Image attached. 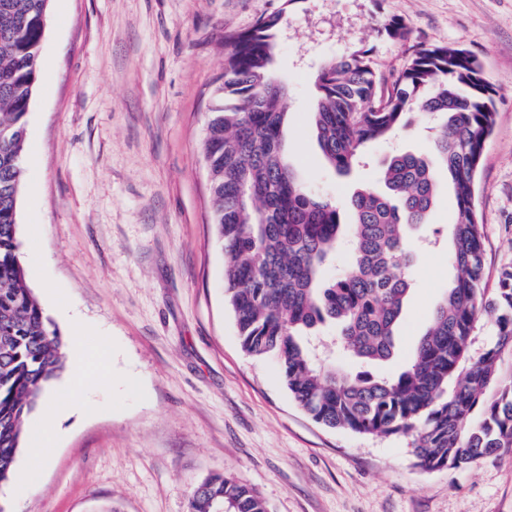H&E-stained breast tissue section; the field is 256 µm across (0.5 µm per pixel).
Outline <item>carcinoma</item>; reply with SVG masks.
Segmentation results:
<instances>
[{
  "instance_id": "carcinoma-1",
  "label": "carcinoma",
  "mask_w": 512,
  "mask_h": 512,
  "mask_svg": "<svg viewBox=\"0 0 512 512\" xmlns=\"http://www.w3.org/2000/svg\"><path fill=\"white\" fill-rule=\"evenodd\" d=\"M49 0H0V484L24 447L25 419L64 370L62 341L29 288L18 259L17 196L25 121L38 79ZM284 10L225 36L224 82L203 139L210 160L213 224L224 247V295L243 350L275 360L291 398L329 428L412 438L416 464L467 468L512 448V268L485 296L482 224L475 174L496 122L493 87L477 59L448 46L422 48L402 71L377 72L370 51L327 60L317 75L313 134L340 175L369 142L386 141L419 116L431 123L432 157L392 155L379 183L364 185L348 209L300 180L288 161V87L270 72ZM455 197L448 225L453 279L405 365L385 375L411 291L409 230L425 224L437 179ZM350 268L325 279L342 244ZM497 341L478 354L470 343L481 312ZM337 327L334 344L363 369L324 368L312 343ZM456 379L453 389L448 380ZM190 512H267L256 491L230 475L191 493Z\"/></svg>"
}]
</instances>
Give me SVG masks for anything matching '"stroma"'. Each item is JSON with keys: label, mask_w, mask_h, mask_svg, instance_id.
Returning a JSON list of instances; mask_svg holds the SVG:
<instances>
[{"label": "stroma", "mask_w": 512, "mask_h": 512, "mask_svg": "<svg viewBox=\"0 0 512 512\" xmlns=\"http://www.w3.org/2000/svg\"><path fill=\"white\" fill-rule=\"evenodd\" d=\"M286 15L272 74L289 96L288 160L315 189L346 202L393 151L430 155L426 129L369 144L336 175L313 135L317 73L370 51L384 74L415 46L473 55L494 88L496 123L476 182L486 291L512 266V0H50L25 116L18 255L64 347L74 324L105 347L112 382L48 425L37 482L29 465L0 484V512H189L194 486L231 475L268 512H512V450L465 469L427 471L410 437L326 427L290 397L273 359L246 354L224 304V249L212 222L203 138L223 82L225 34ZM405 25V41L384 31ZM420 251L397 371L428 326L453 272L445 171Z\"/></svg>", "instance_id": "obj_1"}]
</instances>
